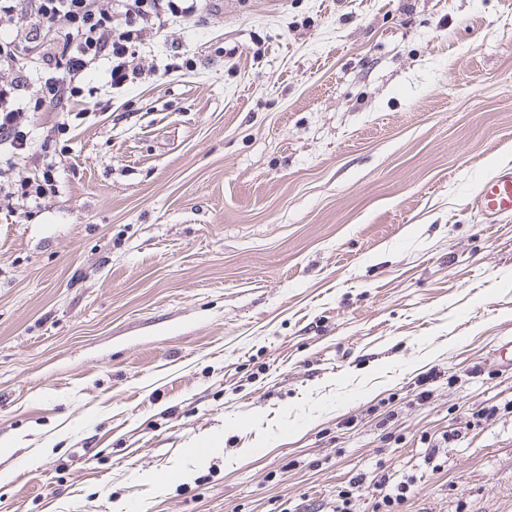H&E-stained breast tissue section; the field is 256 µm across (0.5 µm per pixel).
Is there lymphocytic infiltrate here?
I'll list each match as a JSON object with an SVG mask.
<instances>
[{
    "label": "lymphocytic infiltrate",
    "instance_id": "lymphocytic-infiltrate-1",
    "mask_svg": "<svg viewBox=\"0 0 512 512\" xmlns=\"http://www.w3.org/2000/svg\"><path fill=\"white\" fill-rule=\"evenodd\" d=\"M202 0H119L118 9L100 7L98 0H0V19L12 23L15 36L0 35V146L13 154L35 149L48 152L49 141H36L27 113L49 112L66 106L87 109L89 73L108 61L107 85L123 88L138 79L132 66L133 43L158 35L171 18L194 19ZM67 31L57 42L53 25ZM42 76L35 99L22 98L32 73ZM49 171L32 175L6 173L0 168V195L22 207L39 205L54 192Z\"/></svg>",
    "mask_w": 512,
    "mask_h": 512
}]
</instances>
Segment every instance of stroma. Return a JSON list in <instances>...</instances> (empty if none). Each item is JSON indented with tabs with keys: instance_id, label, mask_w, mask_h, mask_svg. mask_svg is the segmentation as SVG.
I'll return each instance as SVG.
<instances>
[{
	"instance_id": "obj_1",
	"label": "stroma",
	"mask_w": 512,
	"mask_h": 512,
	"mask_svg": "<svg viewBox=\"0 0 512 512\" xmlns=\"http://www.w3.org/2000/svg\"><path fill=\"white\" fill-rule=\"evenodd\" d=\"M0 199V512H512V0H204ZM11 159L7 160V168L0 166V195L10 199L14 204L22 207L38 206L41 200L48 194L54 192L56 184L51 177V164H47L45 170L41 173L22 176L9 173L11 169ZM472 205L490 224H494L498 217L512 213V169L500 170L483 180ZM377 476H373L369 480V486L373 485L376 491H379V499L375 503L376 512H396L395 510L400 506L405 498H407L408 490L410 489L411 480H402L395 485H390V477L382 475L379 480ZM382 509V510H380Z\"/></svg>"
}]
</instances>
